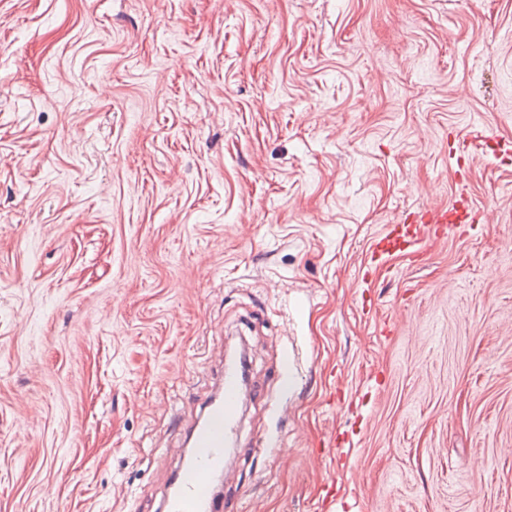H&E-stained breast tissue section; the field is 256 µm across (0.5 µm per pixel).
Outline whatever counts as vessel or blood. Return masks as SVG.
<instances>
[{"mask_svg": "<svg viewBox=\"0 0 512 512\" xmlns=\"http://www.w3.org/2000/svg\"><path fill=\"white\" fill-rule=\"evenodd\" d=\"M247 392L239 371H222L216 391L191 430L190 458L177 470L176 490L163 500L161 512H239L225 506L216 475L224 469L226 450L235 445L240 406Z\"/></svg>", "mask_w": 512, "mask_h": 512, "instance_id": "b4317fda", "label": "vessel or blood"}]
</instances>
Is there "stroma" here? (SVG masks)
<instances>
[{
  "mask_svg": "<svg viewBox=\"0 0 512 512\" xmlns=\"http://www.w3.org/2000/svg\"><path fill=\"white\" fill-rule=\"evenodd\" d=\"M239 343L242 512H512V0H0V512H159Z\"/></svg>",
  "mask_w": 512,
  "mask_h": 512,
  "instance_id": "1",
  "label": "stroma"
}]
</instances>
